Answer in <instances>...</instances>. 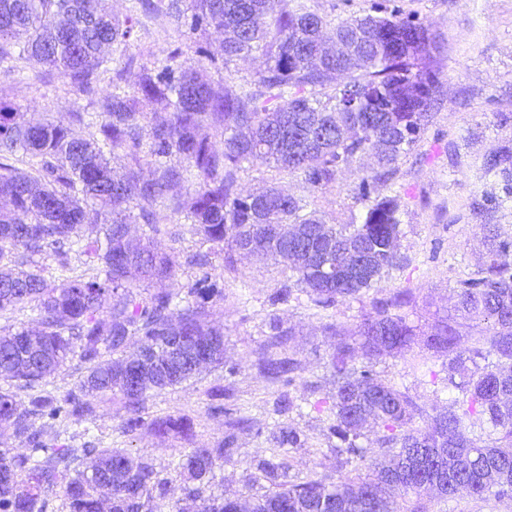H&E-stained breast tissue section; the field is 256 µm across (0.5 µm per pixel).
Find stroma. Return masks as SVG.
Segmentation results:
<instances>
[{
    "instance_id": "obj_1",
    "label": "stroma",
    "mask_w": 512,
    "mask_h": 512,
    "mask_svg": "<svg viewBox=\"0 0 512 512\" xmlns=\"http://www.w3.org/2000/svg\"><path fill=\"white\" fill-rule=\"evenodd\" d=\"M406 15L415 16L435 35L439 49L434 54L441 94L432 110L434 120L421 137L418 148L405 158L392 184L404 204L401 253L407 255V267L390 273L381 287L370 290L368 298L318 312L307 304L292 303L273 308L266 297L284 278L282 266L243 258L238 276L226 277L223 306L214 308L212 321L223 325L225 358L236 364L238 372L226 377L223 368L203 372L182 386L153 393L148 401L149 417L184 416L193 423V436H161L145 427L127 436L120 430L126 415L119 400L104 403L95 420L69 425L67 443L75 448L92 442L101 448H125L133 457L148 458L158 468L176 460L178 452L203 442L224 437V418L212 414L217 392H225V405L239 409L254 429L241 433L236 463L218 470L216 493L229 498L244 496L251 474L252 460L265 455L270 443L263 430L271 418L269 410L281 391H288L297 408L287 421L304 431L303 447L289 450V476L301 479L311 472L330 481L343 480L346 470L337 469L324 427L327 423L313 408L314 402L332 389L329 355L333 340L325 336L323 326L334 322L354 329L360 316L370 308V300L399 288L412 289L415 312L412 319L423 331H430L436 316L454 304L453 288L457 280L474 272L485 259L486 248L481 224L499 225L502 236L512 237V197L487 215L488 193H501L497 177L485 174V152L503 143L512 144V0H391ZM183 37L166 12L141 17L136 24L131 51L113 48L107 71L101 72L98 88L111 89L112 72L123 67L127 53L143 60L165 64L169 52L182 45ZM0 99L22 106L37 120L49 118L73 125L75 132H94L103 117L90 95L79 92L48 72L35 61L19 60L13 67L0 64ZM85 115L84 123H74L73 113ZM371 168L369 156L358 157L343 168L335 184L313 195L317 208L327 218L346 221L361 211L356 189ZM244 192L254 193L275 185L297 194L302 179L276 168L249 164L239 174ZM160 223L169 235L156 244L164 251L193 253L196 235L183 214L170 208L158 211ZM278 316L293 334L286 345L287 354L301 360L303 369L289 388L270 383L257 371L258 357L268 340L266 323ZM413 351L376 361L380 375L395 379L409 388L419 402L432 407L445 404V396L436 395L432 386L410 366Z\"/></svg>"
}]
</instances>
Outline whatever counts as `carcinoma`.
Instances as JSON below:
<instances>
[{"label": "carcinoma", "mask_w": 512, "mask_h": 512, "mask_svg": "<svg viewBox=\"0 0 512 512\" xmlns=\"http://www.w3.org/2000/svg\"><path fill=\"white\" fill-rule=\"evenodd\" d=\"M100 2L0 0V62L36 57L94 93L109 61L104 49L127 43L134 28L133 18L105 12ZM167 10L196 58L177 62V47L167 64L139 67L133 92H101L96 104L106 120L96 132L76 136L60 122H33L0 100V200L8 204L0 210V261L29 266L0 269V313L21 305L39 312L35 330L0 327V382L12 386L0 390V428L26 446L0 454V512H46L53 491L63 494L67 512H154L168 498L172 479L152 462L89 445L82 453L94 463L81 470L75 449L48 446L30 420L44 418L50 428L93 420L117 396L128 410L122 430L133 434L145 425L150 393L226 364L224 327L208 320L209 308L224 302V274L207 271L213 257L222 256L229 273L241 253L282 263L288 282L268 295L269 304L303 293L322 311L361 299L408 265L397 248L401 197L377 187L390 184L415 151L440 94L429 29L380 0L335 24L305 0H169ZM212 29L222 36L224 66L259 50L264 68L215 90L204 65L215 62ZM207 127L223 138L222 148ZM366 153L374 166L358 185L362 213L328 222L309 194ZM114 155L147 165L148 175L118 176ZM20 156L35 161L34 171L16 167ZM254 162L300 175L303 194L275 186L241 194L238 173ZM483 168L512 190V146L486 154ZM187 181L192 190L179 207L196 226L197 249L186 263L199 273L176 292L153 289L179 266L178 255L154 244L166 234L156 206ZM132 224L145 226L137 246ZM482 231L485 262L456 281L454 313L435 322L412 363L426 374L430 358L447 360L446 404L427 410L373 369V361L410 348L419 331L410 320L412 289L372 300L354 331L325 327L337 337L333 391L313 405L329 417L336 466L366 462L370 474L341 484L317 475L288 480L282 449L302 446L305 435L278 424L273 448L253 463L251 482L267 490L251 512H429L421 492L435 481L446 499L461 489L479 501L512 498V238L494 224ZM74 249L95 273L50 282L35 257L52 256L65 268ZM361 255L370 260L365 276L354 273ZM268 326L258 372L289 386L302 369L280 352L291 331L275 315ZM75 357L84 369L75 389L61 399L43 390V380ZM211 411L225 417L224 441L179 455L177 474L195 512H241L238 500L208 490L216 471L235 462V431L247 420L222 405ZM369 420L381 435L364 444ZM150 426L192 434L184 417Z\"/></svg>", "instance_id": "1"}]
</instances>
